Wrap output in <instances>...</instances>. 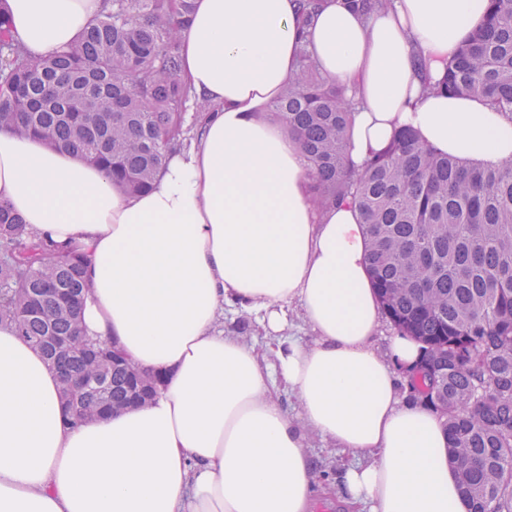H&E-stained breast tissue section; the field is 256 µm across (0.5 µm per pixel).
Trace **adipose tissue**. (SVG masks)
<instances>
[{
	"label": "adipose tissue",
	"mask_w": 512,
	"mask_h": 512,
	"mask_svg": "<svg viewBox=\"0 0 512 512\" xmlns=\"http://www.w3.org/2000/svg\"><path fill=\"white\" fill-rule=\"evenodd\" d=\"M487 5L391 0L363 15L321 0L305 17L298 0H195L180 78L206 109L142 194L0 129V203L41 238L81 245L84 331L162 378L151 404L70 427L56 372L0 325V512H313L312 434L361 457L337 477L350 512H469L441 417L398 385L419 344L396 334L376 346L381 308L357 208L313 204L299 142L267 107L304 46L356 102L354 166L406 127L465 162L510 161L511 114L429 88ZM102 8L6 0L0 16L25 53L43 56L74 46ZM228 302L275 338L271 360L218 330ZM293 308L312 342L284 336Z\"/></svg>",
	"instance_id": "obj_1"
}]
</instances>
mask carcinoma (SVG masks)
<instances>
[{"instance_id":"carcinoma-1","label":"carcinoma","mask_w":512,"mask_h":512,"mask_svg":"<svg viewBox=\"0 0 512 512\" xmlns=\"http://www.w3.org/2000/svg\"><path fill=\"white\" fill-rule=\"evenodd\" d=\"M192 10L193 0H107L77 46L41 57L0 37V128L92 161L131 195L148 191L195 128L183 112L190 90L177 40ZM300 63L270 111L298 136L318 207L356 205L384 313L423 344L410 397L442 417L471 512H512V162L465 164L403 130L355 173L353 102L303 47ZM435 89L512 115V0H488ZM86 264L78 245L39 237L0 205V324L60 373H103V389L67 402L71 427L125 403L133 369L83 357L103 344L81 329ZM59 336L76 349L57 354L50 339Z\"/></svg>"}]
</instances>
